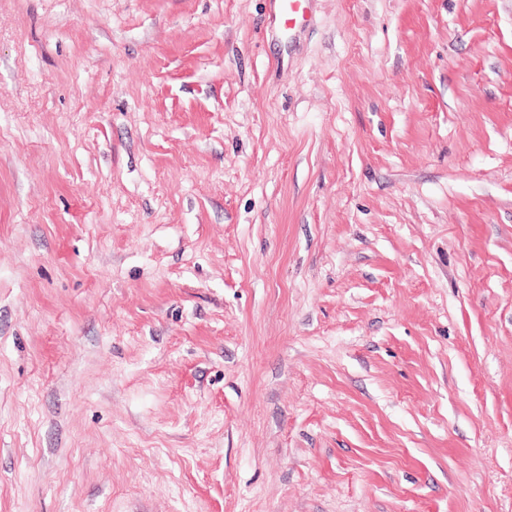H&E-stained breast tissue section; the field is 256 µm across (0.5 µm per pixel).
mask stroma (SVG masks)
I'll use <instances>...</instances> for the list:
<instances>
[{
  "mask_svg": "<svg viewBox=\"0 0 512 512\" xmlns=\"http://www.w3.org/2000/svg\"><path fill=\"white\" fill-rule=\"evenodd\" d=\"M0 0V512H512V0ZM276 18L283 27L294 30L304 24L310 0H276Z\"/></svg>",
  "mask_w": 512,
  "mask_h": 512,
  "instance_id": "1",
  "label": "stroma"
}]
</instances>
